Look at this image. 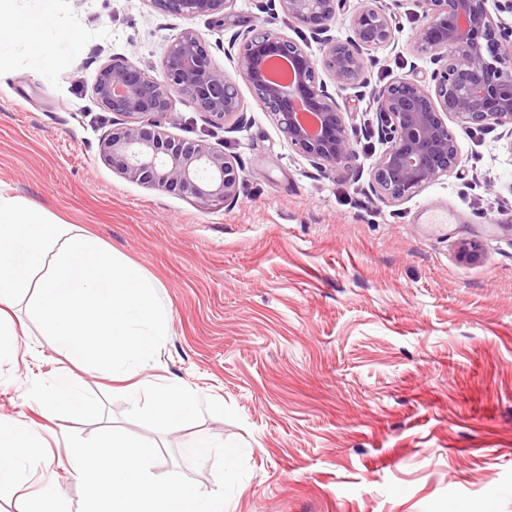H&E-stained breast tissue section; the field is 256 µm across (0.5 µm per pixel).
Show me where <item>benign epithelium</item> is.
I'll list each match as a JSON object with an SVG mask.
<instances>
[{"mask_svg":"<svg viewBox=\"0 0 512 512\" xmlns=\"http://www.w3.org/2000/svg\"><path fill=\"white\" fill-rule=\"evenodd\" d=\"M157 11L192 18L224 10L236 0H147ZM405 0H360L345 32L332 23L347 0H269L296 26L321 44L322 59L289 36L255 27L235 33L224 55L235 75L217 67L207 40L184 30L169 46L160 74L151 76L125 58H114L98 74L94 93L122 117L100 139V152L128 178L207 205L234 206L243 169L233 155L204 140L185 142L160 130L177 97H187L216 125L243 123L239 76L269 113L288 143L310 164L332 172L349 170L357 155L351 113L342 111L322 75L338 89L352 88L376 106L377 132L384 150L371 169L370 189L381 200L402 201L455 170L462 161L448 119L470 134L504 128L512 138V0H414L421 13L410 39L415 55L436 68L430 78L415 75L370 86L365 53L396 41L397 9ZM288 63L286 84L273 81L269 67ZM459 258L475 264L480 245L464 240Z\"/></svg>","mask_w":512,"mask_h":512,"instance_id":"7a95c632","label":"benign epithelium"}]
</instances>
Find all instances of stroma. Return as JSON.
Wrapping results in <instances>:
<instances>
[{
  "mask_svg": "<svg viewBox=\"0 0 512 512\" xmlns=\"http://www.w3.org/2000/svg\"><path fill=\"white\" fill-rule=\"evenodd\" d=\"M263 5L235 0L219 27L148 0H54L53 23L82 42L53 54L45 75L17 27L24 0H0L10 17L0 41L13 46L0 57V194L41 205L156 279L169 317L151 381L179 383L240 419L207 415L165 433L128 420L117 384L44 336L25 299L26 332L0 363V415L42 422L37 399L65 376L82 378L86 405L44 421L36 461L70 512L80 480L66 435L105 427L156 443L153 474L182 472L205 493L217 488L214 460L191 466L185 449L200 437L243 444L248 473L226 512H512V140L459 135L456 171L386 202L369 187L383 147L368 101L338 93L362 140L350 171L323 172L242 82L240 127L213 125L185 97L161 120L170 136L237 157L236 205L132 181L100 153L116 116L94 84L114 58L157 74L191 28L229 72L221 40L264 23L321 57L308 32ZM414 11L407 0L396 48L374 50L371 83L431 73L410 45ZM432 209L452 216L446 233L425 223ZM470 238L483 248L477 265L457 254Z\"/></svg>",
  "mask_w": 512,
  "mask_h": 512,
  "instance_id": "1",
  "label": "stroma"
}]
</instances>
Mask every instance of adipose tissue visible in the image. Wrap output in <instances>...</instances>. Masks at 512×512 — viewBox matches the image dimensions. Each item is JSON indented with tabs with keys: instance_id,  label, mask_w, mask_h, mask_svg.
<instances>
[{
	"instance_id": "obj_1",
	"label": "adipose tissue",
	"mask_w": 512,
	"mask_h": 512,
	"mask_svg": "<svg viewBox=\"0 0 512 512\" xmlns=\"http://www.w3.org/2000/svg\"><path fill=\"white\" fill-rule=\"evenodd\" d=\"M41 425H18L0 417V484L22 486L28 480V465L44 446Z\"/></svg>"
}]
</instances>
